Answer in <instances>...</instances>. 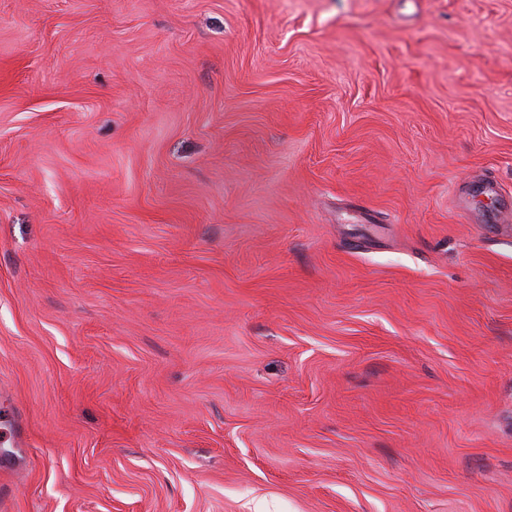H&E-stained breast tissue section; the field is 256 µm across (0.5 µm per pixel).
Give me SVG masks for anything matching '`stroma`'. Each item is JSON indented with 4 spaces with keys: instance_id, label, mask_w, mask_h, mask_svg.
<instances>
[{
    "instance_id": "obj_1",
    "label": "stroma",
    "mask_w": 512,
    "mask_h": 512,
    "mask_svg": "<svg viewBox=\"0 0 512 512\" xmlns=\"http://www.w3.org/2000/svg\"><path fill=\"white\" fill-rule=\"evenodd\" d=\"M499 197L512 0H0V512H512Z\"/></svg>"
}]
</instances>
